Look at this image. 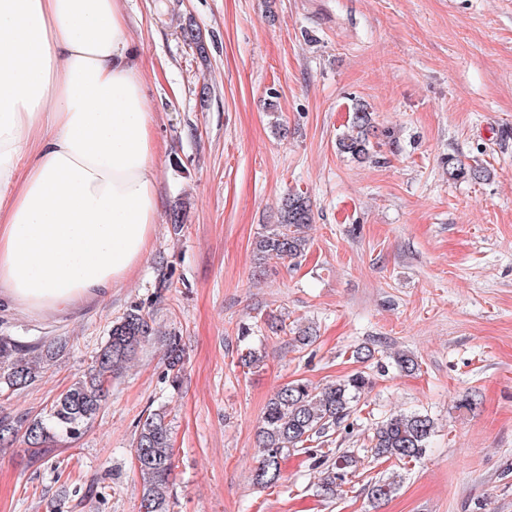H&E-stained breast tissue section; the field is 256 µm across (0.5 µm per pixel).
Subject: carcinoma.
Instances as JSON below:
<instances>
[{
	"label": "carcinoma",
	"mask_w": 512,
	"mask_h": 512,
	"mask_svg": "<svg viewBox=\"0 0 512 512\" xmlns=\"http://www.w3.org/2000/svg\"><path fill=\"white\" fill-rule=\"evenodd\" d=\"M374 131L372 113L364 107L352 112L347 132L339 138L340 152L354 159L371 153L370 137ZM452 178L481 179L484 171L466 169L448 162ZM312 224L309 200L292 194L283 203L280 220L264 225L255 240L259 257L297 260L310 247L308 231ZM149 313L135 306L112 323L105 343L92 357L86 371L53 400L43 417L0 416V447H8L22 438L31 458L40 460L51 449L45 444L57 437L76 439L98 416L109 397L112 379L121 375L138 351L156 336ZM66 340L31 342L13 336H0V385L14 391L36 381L53 364ZM165 357L171 382L178 385L184 357L181 337L171 334L165 339ZM370 380L361 372L344 376L323 387L305 380L291 382L276 390L268 399L257 431L261 458L252 472L253 484L275 487L281 478V463L290 452H305L321 469L320 491L334 497L350 483L363 465L353 451L335 452L324 449L328 437L340 424L348 421L369 389ZM433 420L422 413H396L375 422L369 435L371 457L416 461L426 452L432 434ZM172 428L165 415L151 411L141 418L133 441V457L142 486L139 512H170L173 471ZM402 475L393 472L368 482L367 495L374 505L391 499L400 489Z\"/></svg>",
	"instance_id": "carcinoma-1"
}]
</instances>
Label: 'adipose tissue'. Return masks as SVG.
Masks as SVG:
<instances>
[{"label":"adipose tissue","mask_w":512,"mask_h":512,"mask_svg":"<svg viewBox=\"0 0 512 512\" xmlns=\"http://www.w3.org/2000/svg\"><path fill=\"white\" fill-rule=\"evenodd\" d=\"M157 155L122 0H0V305L72 310L124 281Z\"/></svg>","instance_id":"obj_1"}]
</instances>
